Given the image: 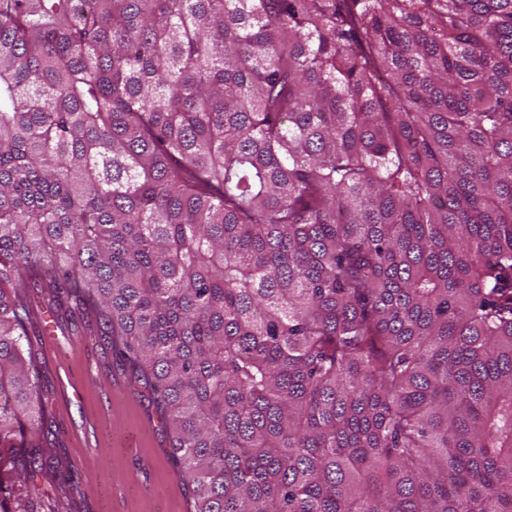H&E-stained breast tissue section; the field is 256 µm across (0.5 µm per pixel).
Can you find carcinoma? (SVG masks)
<instances>
[{
	"label": "carcinoma",
	"instance_id": "obj_1",
	"mask_svg": "<svg viewBox=\"0 0 512 512\" xmlns=\"http://www.w3.org/2000/svg\"><path fill=\"white\" fill-rule=\"evenodd\" d=\"M28 288L194 512H512V0H0V512Z\"/></svg>",
	"mask_w": 512,
	"mask_h": 512
}]
</instances>
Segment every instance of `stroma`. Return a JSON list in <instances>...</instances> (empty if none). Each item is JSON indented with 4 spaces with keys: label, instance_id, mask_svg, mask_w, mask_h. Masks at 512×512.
Instances as JSON below:
<instances>
[{
    "label": "stroma",
    "instance_id": "35a3bbf8",
    "mask_svg": "<svg viewBox=\"0 0 512 512\" xmlns=\"http://www.w3.org/2000/svg\"><path fill=\"white\" fill-rule=\"evenodd\" d=\"M31 352L61 437L71 512H193L162 419L128 364L82 320L53 322L36 290Z\"/></svg>",
    "mask_w": 512,
    "mask_h": 512
}]
</instances>
